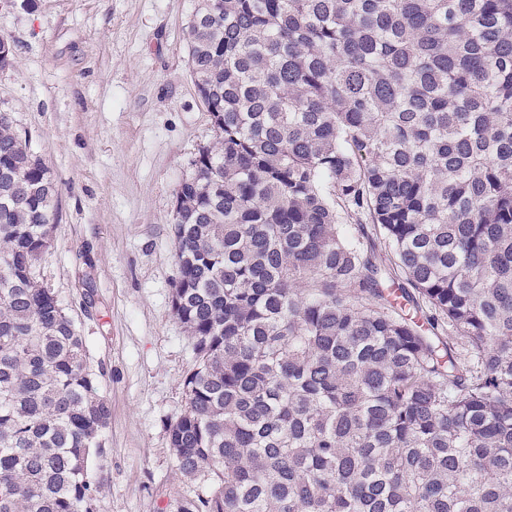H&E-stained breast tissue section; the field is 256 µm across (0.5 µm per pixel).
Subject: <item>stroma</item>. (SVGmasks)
<instances>
[{"mask_svg":"<svg viewBox=\"0 0 512 512\" xmlns=\"http://www.w3.org/2000/svg\"><path fill=\"white\" fill-rule=\"evenodd\" d=\"M195 0H0V110L58 191L38 263L75 319L111 407L93 465L101 512H175L191 494L167 426L192 346L172 314L176 193L216 132L189 73Z\"/></svg>","mask_w":512,"mask_h":512,"instance_id":"obj_1","label":"stroma"}]
</instances>
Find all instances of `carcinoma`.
<instances>
[{
	"mask_svg": "<svg viewBox=\"0 0 512 512\" xmlns=\"http://www.w3.org/2000/svg\"><path fill=\"white\" fill-rule=\"evenodd\" d=\"M176 512H512V0H200ZM0 112V512H100L111 407Z\"/></svg>",
	"mask_w": 512,
	"mask_h": 512,
	"instance_id": "obj_1",
	"label": "carcinoma"
}]
</instances>
